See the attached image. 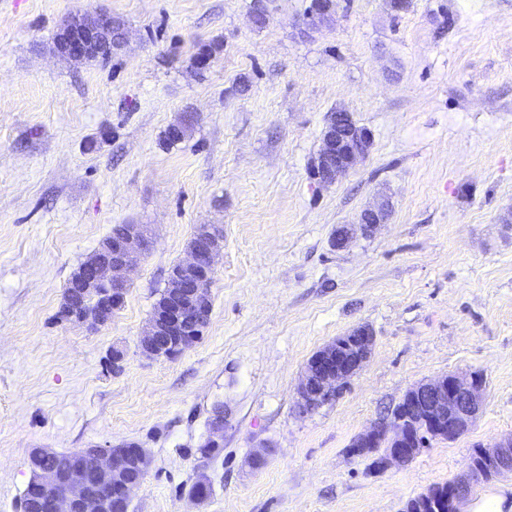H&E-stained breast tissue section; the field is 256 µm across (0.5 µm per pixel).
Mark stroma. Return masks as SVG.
Returning <instances> with one entry per match:
<instances>
[{
	"label": "stroma",
	"instance_id": "stroma-1",
	"mask_svg": "<svg viewBox=\"0 0 512 512\" xmlns=\"http://www.w3.org/2000/svg\"><path fill=\"white\" fill-rule=\"evenodd\" d=\"M309 3L271 0L256 27L251 0H0V512H19L32 449L129 442L150 458L129 512H401L512 433V0L398 15L340 0L303 40ZM100 10L126 22L120 53L53 54L67 19ZM339 109L373 146L322 186L312 166ZM180 122L187 137L163 145ZM384 197L387 223L332 246ZM116 224L154 239L122 306L95 333L60 321L72 273ZM202 224L224 227L210 320L177 358L147 357L140 337ZM360 325L368 362L300 413L308 360ZM465 372L483 374L485 402L460 438L385 469L349 455L409 387ZM219 402L230 416L206 460ZM201 472L213 490L198 502Z\"/></svg>",
	"mask_w": 512,
	"mask_h": 512
}]
</instances>
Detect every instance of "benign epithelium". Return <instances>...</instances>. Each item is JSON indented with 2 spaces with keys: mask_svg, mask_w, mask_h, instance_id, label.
<instances>
[{
  "mask_svg": "<svg viewBox=\"0 0 512 512\" xmlns=\"http://www.w3.org/2000/svg\"><path fill=\"white\" fill-rule=\"evenodd\" d=\"M339 4L312 0V7L299 24V35L309 39L333 23ZM112 47V14L97 12L70 17L60 32L53 53L71 61H86L94 53ZM370 130L359 126L351 113L338 110L322 133V147L312 175L323 184L336 179L363 161L371 150ZM389 204L363 209L358 224H344L336 234V247L342 248L356 232L367 236L385 223ZM151 247L147 229L128 224L120 238L98 254L85 268L77 290L62 307L60 317L75 323L101 327L112 320V312L124 301L126 273ZM224 234L219 225L200 226L188 246L186 260L173 265L167 288L170 298L164 308L151 316L140 349L154 358L180 356L201 337L211 314L209 286L215 273L216 258L223 252ZM374 344L372 330L359 326L317 351L308 361L298 387V406L311 412L346 386L368 361ZM485 381L476 373L448 374L409 388L402 400L417 407L420 418L414 422L405 408L380 418L354 442L351 455H366L383 448V465L408 463L412 448H427L434 440L452 442L459 438L482 409ZM226 409L212 411L210 434L212 446L224 433ZM485 465L466 468L448 482V503L475 484L512 475V434L503 437L483 453ZM149 460L142 448L128 453L125 445L107 448H82L72 467L64 474L38 466L34 468L37 490L46 493L45 512H128L131 491L148 474Z\"/></svg>",
  "mask_w": 512,
  "mask_h": 512,
  "instance_id": "benign-epithelium-1",
  "label": "benign epithelium"
}]
</instances>
